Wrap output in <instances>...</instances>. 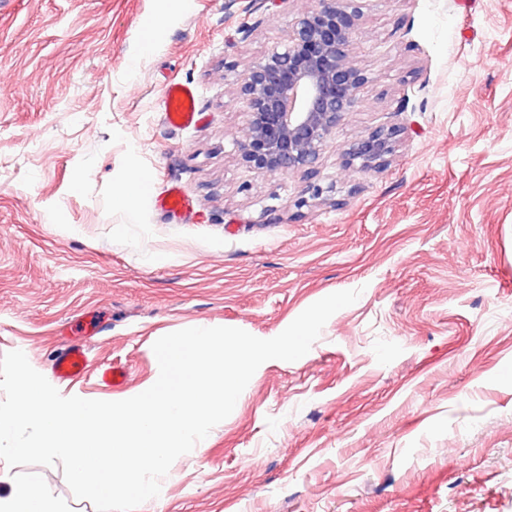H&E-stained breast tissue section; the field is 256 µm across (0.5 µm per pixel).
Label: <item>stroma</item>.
Segmentation results:
<instances>
[{
    "instance_id": "1",
    "label": "stroma",
    "mask_w": 512,
    "mask_h": 512,
    "mask_svg": "<svg viewBox=\"0 0 512 512\" xmlns=\"http://www.w3.org/2000/svg\"><path fill=\"white\" fill-rule=\"evenodd\" d=\"M317 4L0 0V356L50 375L70 326L102 321L58 390L120 401L158 377L163 335L270 339L357 289L137 512H512V0H357V107L313 178L256 173L237 76ZM172 79L201 124L164 123ZM394 125L384 168L347 162ZM143 171L197 213L126 210ZM113 363L128 380L102 390Z\"/></svg>"
}]
</instances>
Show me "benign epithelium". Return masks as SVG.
Returning a JSON list of instances; mask_svg holds the SVG:
<instances>
[{
	"instance_id": "7a95c632",
	"label": "benign epithelium",
	"mask_w": 512,
	"mask_h": 512,
	"mask_svg": "<svg viewBox=\"0 0 512 512\" xmlns=\"http://www.w3.org/2000/svg\"><path fill=\"white\" fill-rule=\"evenodd\" d=\"M359 21L354 0H319L317 8L297 17L286 44L255 58L239 75L237 94L248 124L237 148L249 168L314 174L366 81L351 54ZM399 132L394 126L373 131L345 154L376 170L392 154Z\"/></svg>"
}]
</instances>
